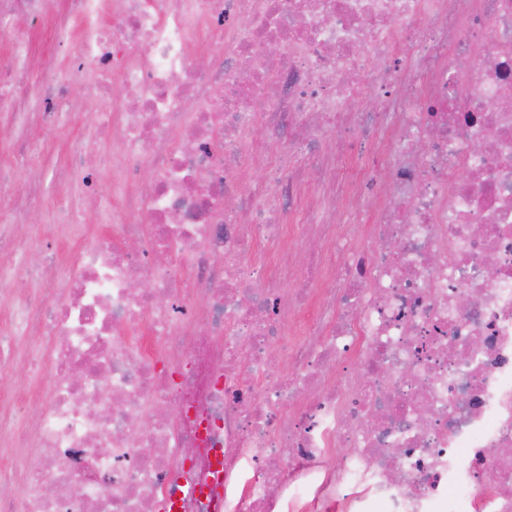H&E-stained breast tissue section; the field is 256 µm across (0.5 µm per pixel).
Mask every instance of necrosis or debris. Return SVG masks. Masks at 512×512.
Returning a JSON list of instances; mask_svg holds the SVG:
<instances>
[{
	"label": "necrosis or debris",
	"instance_id": "obj_1",
	"mask_svg": "<svg viewBox=\"0 0 512 512\" xmlns=\"http://www.w3.org/2000/svg\"><path fill=\"white\" fill-rule=\"evenodd\" d=\"M69 2L49 40L72 64L38 81L22 21L48 0H0V112L52 126L82 89L117 148L69 162L89 196L111 174L108 232L58 281L0 204L12 275L43 284L0 323V374L37 337L47 380L26 406L0 389L24 451L0 512H161L174 486L179 512H512V0Z\"/></svg>",
	"mask_w": 512,
	"mask_h": 512
}]
</instances>
